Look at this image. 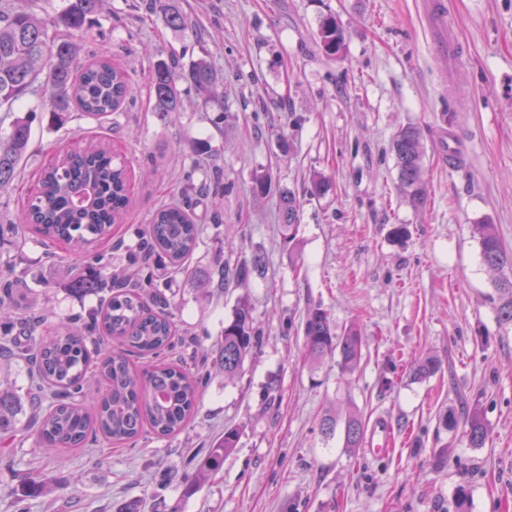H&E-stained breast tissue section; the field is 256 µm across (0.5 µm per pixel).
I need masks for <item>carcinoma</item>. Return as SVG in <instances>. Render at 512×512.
Returning a JSON list of instances; mask_svg holds the SVG:
<instances>
[{
  "label": "carcinoma",
  "instance_id": "1",
  "mask_svg": "<svg viewBox=\"0 0 512 512\" xmlns=\"http://www.w3.org/2000/svg\"><path fill=\"white\" fill-rule=\"evenodd\" d=\"M104 0H66L55 28H50L37 12L38 0H0V112H12L16 103L37 85L54 89L44 104L52 123L62 126L71 112L101 122L119 112L128 96L125 71L105 58L82 60L84 41L97 24ZM161 21L174 28H185L186 18L176 5L161 6ZM318 36L330 55L344 46V32L333 17L323 20ZM220 82L217 71L203 57L185 65L178 55L155 65L150 86L153 111L163 115L178 112L182 93H190L207 105ZM35 111L16 117L9 133L0 136V186L15 176L31 138ZM392 151L399 169L401 188L415 205L427 198V185L421 177L425 158L422 132L406 127L396 133ZM128 204V178L125 159L103 142L67 151L41 175L40 192L28 200L20 220L36 232L62 240L70 255L80 258L89 246L109 237L112 225L120 223ZM300 202L290 191L281 193V224L298 222ZM483 264L493 270L512 269V250L501 240L496 225L481 221L473 225ZM200 234L189 212V204L171 202L157 207L144 225L139 253L132 258L136 272L122 280L105 268L82 269L73 278L78 290L94 289L100 294V317L85 328L61 322L47 336L41 335L36 303L15 287L12 280L0 290V310H28V316L0 337V361L21 359L30 367L31 386L25 397L17 396L0 383V454L14 447L24 429L22 416L30 415L39 442L46 448H85L103 436L114 444L134 440L144 427L159 437L183 431L193 415L204 374L192 377L184 365L175 362L152 364L138 373L131 369L126 352L112 350L105 339H113L142 359L174 354V331L169 308L163 296H154L153 311L142 288L144 269L154 255L166 258L170 270L185 271ZM262 259L255 256L221 269V282L245 283L259 271ZM496 312L502 325H512V279L497 280ZM305 346L308 355L320 361L338 355L337 365L344 374L354 373L361 362L363 336L349 327L337 334L328 313L316 307L305 319ZM261 335L253 325L246 303L236 308L234 318L224 326V340L217 349V361L227 375L238 374L246 358L259 346ZM441 367L433 356L415 366L413 375L429 376ZM53 402L44 406L45 392ZM342 428L344 447L360 446L365 423L360 414L344 421L329 416L321 432L329 437ZM239 431L230 429L224 439L209 449L197 481L218 470L224 456L236 447ZM465 437L472 448H483L489 430L478 408L466 416ZM46 488L42 479L23 477L18 492L36 497Z\"/></svg>",
  "mask_w": 512,
  "mask_h": 512
}]
</instances>
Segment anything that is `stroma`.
<instances>
[{
  "instance_id": "obj_1",
  "label": "stroma",
  "mask_w": 512,
  "mask_h": 512,
  "mask_svg": "<svg viewBox=\"0 0 512 512\" xmlns=\"http://www.w3.org/2000/svg\"><path fill=\"white\" fill-rule=\"evenodd\" d=\"M421 0H177L189 29L166 27L149 0H109L85 43L129 74L131 96L117 120L72 117L32 124L14 180L0 189V275L19 277L47 323L89 322L96 295L72 289L78 264L105 261L126 273L138 232L159 205L187 194L204 231L191 272L259 255L261 273L244 285L197 287L189 275H161L155 293L174 308L187 362L211 348L247 302L262 339L240 373L208 360L197 408L171 437L142 432L135 443L43 448L26 433L0 462V512H512V326L499 324L495 273L481 262L472 226L495 224L512 248V0H445L465 53L457 66L435 55ZM335 17L339 55L318 30ZM208 57L224 75L209 107L184 95L179 112H153L151 72L171 52ZM449 115L461 160L439 156L437 127ZM414 126L425 136L424 206L400 188L391 141ZM103 141L128 162L130 208L112 239L84 259L45 243L17 215L42 172L66 148ZM209 141L206 185L192 144ZM270 174L269 193L252 186ZM326 181L312 194L315 178ZM299 221L283 234L282 191ZM409 235L392 237L393 226ZM324 308L337 330L364 336L359 370L343 376L333 357L312 364L305 348L308 309ZM431 355L440 369L415 378ZM480 408L490 433L472 448L446 414ZM387 420L391 451L347 448L325 437V416ZM239 429L221 468L186 494L209 448ZM444 448L439 467L434 452ZM45 478L46 492L18 496L20 474ZM468 499L458 504L457 489Z\"/></svg>"
}]
</instances>
